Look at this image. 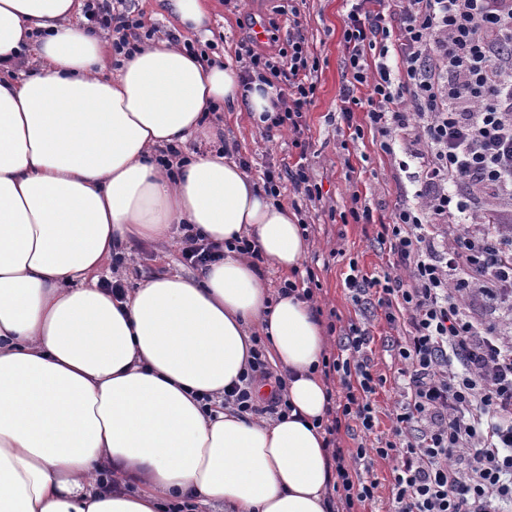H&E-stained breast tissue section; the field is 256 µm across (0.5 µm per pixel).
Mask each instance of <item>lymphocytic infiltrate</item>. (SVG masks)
Returning <instances> with one entry per match:
<instances>
[{"label": "lymphocytic infiltrate", "instance_id": "f902f5d3", "mask_svg": "<svg viewBox=\"0 0 512 512\" xmlns=\"http://www.w3.org/2000/svg\"><path fill=\"white\" fill-rule=\"evenodd\" d=\"M347 2L341 117L362 108L352 139L372 132L415 191L377 233L388 245L382 273L345 279L361 312L381 311L396 331L400 368L387 438L351 460L333 448V490L345 512L375 503L380 458L393 463L390 512H500L512 503V0ZM85 16L111 33L115 54L141 39L126 0H86ZM238 61L245 83L277 92L264 136L283 126L303 135L317 68L303 33L271 53L243 38ZM286 184L321 197L304 168L268 164L264 191L276 198ZM327 329L344 352L322 362L343 388L325 431L354 421L373 433L371 397L387 379L372 369L370 330Z\"/></svg>", "mask_w": 512, "mask_h": 512}]
</instances>
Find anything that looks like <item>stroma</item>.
<instances>
[{"label": "stroma", "mask_w": 512, "mask_h": 512, "mask_svg": "<svg viewBox=\"0 0 512 512\" xmlns=\"http://www.w3.org/2000/svg\"><path fill=\"white\" fill-rule=\"evenodd\" d=\"M211 27L209 34L189 36L199 52L209 57L236 56L240 39L249 22L273 30L279 46H286L294 28H301L318 68L312 75L314 103L303 115L306 149L296 148L291 132H283L273 143L263 140L258 128L246 116L222 113L224 139L230 143L234 158L249 161L250 176L261 180L267 162L295 168L304 165L312 180L321 185L323 197L317 202L298 199L283 192L280 201L294 205L305 223L311 224V247L301 262L298 278L314 272L320 284L315 298L322 309V322L331 313L343 321L358 320L359 313L351 301L344 279L350 263L367 274L381 271L388 259L387 251L376 238L375 227L389 223L400 199L402 182L393 160L382 153L372 134L350 141L349 130L340 118V89L349 78L342 29L347 12L345 0H239L228 5L224 0H209ZM369 206L373 224L343 223L341 215L353 202ZM182 244L173 241L164 250L137 243L132 247L131 262L115 258L108 261L100 274L102 281L120 279L124 287H135L155 273L171 270L193 274L181 255Z\"/></svg>", "instance_id": "obj_1"}]
</instances>
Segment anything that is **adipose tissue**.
<instances>
[{
    "label": "adipose tissue",
    "mask_w": 512,
    "mask_h": 512,
    "mask_svg": "<svg viewBox=\"0 0 512 512\" xmlns=\"http://www.w3.org/2000/svg\"><path fill=\"white\" fill-rule=\"evenodd\" d=\"M205 34V0H165ZM80 0H0V512H329L328 341L310 303L272 291L236 249L283 273L309 243L300 218L219 150L211 108L255 127L275 91L167 40L104 75ZM209 144L178 164L160 150ZM222 246L198 275L126 292L96 274L134 241L181 225ZM269 340L291 411L224 403L256 336Z\"/></svg>",
    "instance_id": "ef3b65f1"
}]
</instances>
